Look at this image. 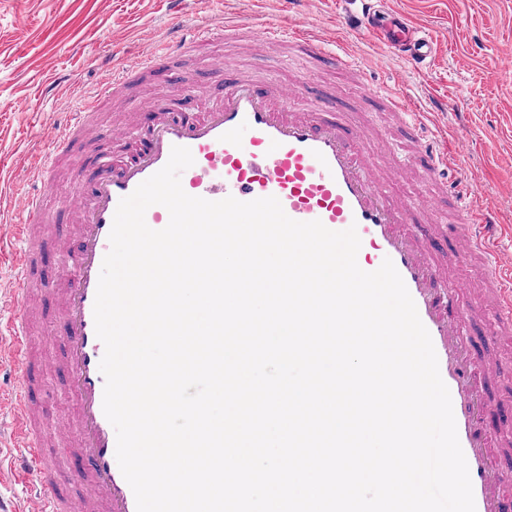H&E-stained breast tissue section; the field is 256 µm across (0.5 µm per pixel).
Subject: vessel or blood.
I'll list each match as a JSON object with an SVG mask.
<instances>
[{"mask_svg": "<svg viewBox=\"0 0 512 512\" xmlns=\"http://www.w3.org/2000/svg\"><path fill=\"white\" fill-rule=\"evenodd\" d=\"M360 3L359 26L376 44L416 65L434 55V43L422 27L391 8L388 0ZM167 4L176 21L157 40L126 48L121 39H113L112 51L101 61L109 77L81 111L70 114L63 134L49 136L45 150L32 152L29 171L35 182L57 188L56 172L74 145L88 148L104 139L127 138L122 116H115L105 127L96 120L99 105L115 89L174 66L213 35H227L241 27L239 21L228 19L192 27L179 20L183 0H167ZM285 42L302 52L329 57L339 68L356 67L346 51L329 49L325 37L302 23L288 34L272 28L259 38L268 51ZM180 85L193 99L182 115L166 113L159 99H143L139 110L147 124L142 149L133 159L116 165L99 159L90 176L89 194H65L63 204L79 222L74 238L59 236L49 241L39 234L42 197L32 193L14 199L18 217L8 231H0V260H9L14 272L13 281L0 284V300H9L16 309L14 319L0 321V365L14 375L11 386L0 387V427H9L13 448L8 457H0V473L37 475L30 512H137L134 493L117 463L115 429L103 411L105 379L99 364L105 347L95 333L94 302L120 200L162 169L176 146L188 148L194 159L181 174L187 194L211 201L231 196L243 202L273 196L293 220H318L333 231L356 227L361 239L357 262L362 270L372 272L384 259L392 260L431 336L440 375L450 392L475 512H512V482L498 466L499 461L512 458V435L488 432L481 426L491 408L485 389L496 363L475 357L467 341L472 318L469 310L455 307L457 283L448 272L452 261L433 245L439 225L408 222V202L385 191L386 177L376 169L364 129L337 120L336 99L323 97L311 111L296 112L292 105L299 89L266 86L248 75L225 78L214 94L189 74L182 75ZM383 104L399 113L416 152L427 159L437 198L454 197L461 248L480 260L489 276L499 329L512 334V266L498 257L499 243L512 233V227L479 205L468 181L449 191L446 175L459 173L461 162L458 154L438 146L446 138L445 128L430 126L428 114L412 111L400 93L387 94ZM71 242L76 245V262L64 272L60 308L65 335L59 366L76 410L57 432L76 464L55 470L44 461L43 408L36 399L42 379L33 357L43 339L29 322L26 286L44 249Z\"/></svg>", "mask_w": 512, "mask_h": 512, "instance_id": "vessel-or-blood-1", "label": "vessel or blood"}]
</instances>
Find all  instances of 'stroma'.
I'll use <instances>...</instances> for the list:
<instances>
[{"label": "stroma", "instance_id": "stroma-1", "mask_svg": "<svg viewBox=\"0 0 512 512\" xmlns=\"http://www.w3.org/2000/svg\"><path fill=\"white\" fill-rule=\"evenodd\" d=\"M391 5L419 24L432 38L436 52L423 68L377 47L370 36L353 28L348 17L356 6L346 0H311L302 12L283 8L281 0H186L183 19L205 26L230 13L246 22L252 34L296 21L322 35L334 34L359 64L342 71L321 57L300 56L282 48L256 52L231 39H217L184 60L188 70L207 71L222 65L229 72H249L279 85L305 84L306 98L333 95L355 118L374 128V149L395 159L412 157L413 147L402 126L379 99L381 93L408 94L416 112L441 113L449 125L463 166L484 203L494 207L502 223L512 225V0H390ZM168 20L166 0H0V172L10 186L36 190L22 161L29 148L77 111L80 97L92 93L104 79L96 59L110 49L111 35L137 42L159 33ZM73 78L78 91L56 96L51 81ZM413 158V157H412ZM416 160V159H415ZM390 195L422 205L433 190L424 159H417L405 177L390 179ZM457 219L441 207V243L449 257L459 256L452 231ZM72 260L67 250H50L38 260V284L43 291L39 330L44 336L61 331L56 300L65 287L62 271ZM463 279L460 301L473 306L486 289L476 263L457 261ZM497 316L486 312L469 332L477 356L491 350L500 355L499 373L488 386L495 416L485 420L495 431L512 423V346L500 345L494 332ZM42 395L48 424L67 421L75 400L51 368H44Z\"/></svg>", "mask_w": 512, "mask_h": 512}]
</instances>
